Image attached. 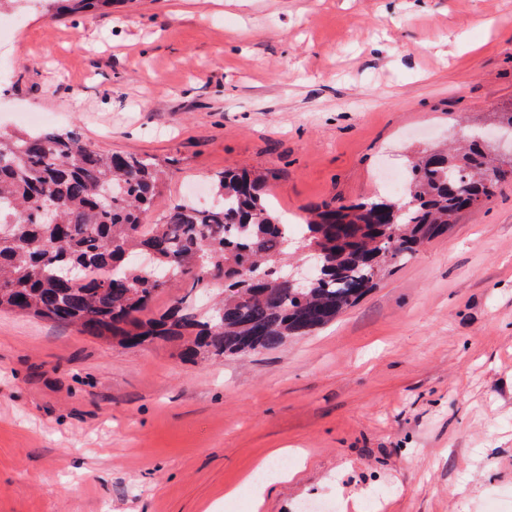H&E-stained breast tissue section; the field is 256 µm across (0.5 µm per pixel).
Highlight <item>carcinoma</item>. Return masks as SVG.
I'll return each instance as SVG.
<instances>
[{
    "label": "carcinoma",
    "mask_w": 512,
    "mask_h": 512,
    "mask_svg": "<svg viewBox=\"0 0 512 512\" xmlns=\"http://www.w3.org/2000/svg\"><path fill=\"white\" fill-rule=\"evenodd\" d=\"M110 4L65 0L62 11ZM508 180L512 163H496L490 145L472 136L460 154L433 150L412 161L403 195L325 204L294 238L264 201L262 176L221 172L217 202H179L148 224L164 184L152 158L102 154L74 131L0 135V310L119 336L130 347L184 337L188 359L277 348L332 323L373 288L371 264L393 233L404 262ZM45 202L55 206L53 224L39 214ZM293 243L323 258L302 289L280 275ZM163 277L184 294L150 317ZM213 287L224 299L201 315L192 296Z\"/></svg>",
    "instance_id": "obj_1"
}]
</instances>
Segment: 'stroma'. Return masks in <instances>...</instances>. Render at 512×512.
Here are the masks:
<instances>
[{
	"mask_svg": "<svg viewBox=\"0 0 512 512\" xmlns=\"http://www.w3.org/2000/svg\"><path fill=\"white\" fill-rule=\"evenodd\" d=\"M0 134L39 112L166 172L149 222L267 175L283 217L390 189L512 105V0H6ZM512 512V182L334 323L188 361L0 312V512Z\"/></svg>",
	"mask_w": 512,
	"mask_h": 512,
	"instance_id": "35a3bbf8",
	"label": "stroma"
}]
</instances>
